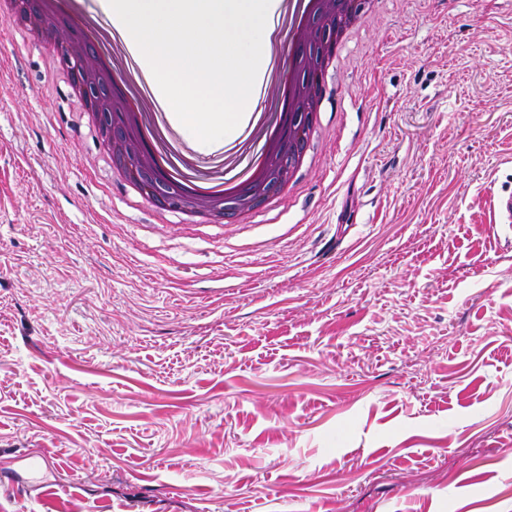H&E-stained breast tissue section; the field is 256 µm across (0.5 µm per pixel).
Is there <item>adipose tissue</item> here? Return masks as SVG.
<instances>
[{
    "instance_id": "adipose-tissue-1",
    "label": "adipose tissue",
    "mask_w": 512,
    "mask_h": 512,
    "mask_svg": "<svg viewBox=\"0 0 512 512\" xmlns=\"http://www.w3.org/2000/svg\"><path fill=\"white\" fill-rule=\"evenodd\" d=\"M115 8L134 14L133 25L119 29L120 40L152 62L166 89L181 100L179 120L206 126L239 119L252 100L247 71L269 75L268 41L246 48L253 32H267L268 17L280 0H113ZM226 18L227 26L203 25V18ZM238 30L227 40L225 27Z\"/></svg>"
}]
</instances>
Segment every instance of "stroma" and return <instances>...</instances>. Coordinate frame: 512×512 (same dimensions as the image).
<instances>
[{
  "instance_id": "stroma-1",
  "label": "stroma",
  "mask_w": 512,
  "mask_h": 512,
  "mask_svg": "<svg viewBox=\"0 0 512 512\" xmlns=\"http://www.w3.org/2000/svg\"><path fill=\"white\" fill-rule=\"evenodd\" d=\"M340 56L291 198L188 224L0 46V512H512V0Z\"/></svg>"
}]
</instances>
